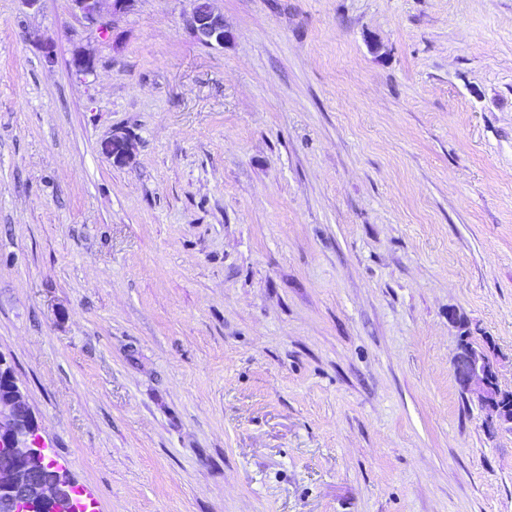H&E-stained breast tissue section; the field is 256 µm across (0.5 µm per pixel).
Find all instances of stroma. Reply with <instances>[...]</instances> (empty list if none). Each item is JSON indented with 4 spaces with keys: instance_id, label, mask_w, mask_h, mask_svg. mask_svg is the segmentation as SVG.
Listing matches in <instances>:
<instances>
[{
    "instance_id": "35a3bbf8",
    "label": "stroma",
    "mask_w": 512,
    "mask_h": 512,
    "mask_svg": "<svg viewBox=\"0 0 512 512\" xmlns=\"http://www.w3.org/2000/svg\"><path fill=\"white\" fill-rule=\"evenodd\" d=\"M218 6L208 48L190 0H0V356L49 456L96 512H512L448 318L512 390V0ZM136 0H70L73 13L80 15L99 33H110L118 17L127 13ZM103 2H110V9L105 12ZM193 1V10L184 19L186 28L206 47L223 46L227 33L224 28V14L214 7L215 0Z\"/></svg>"
}]
</instances>
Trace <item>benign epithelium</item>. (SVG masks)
I'll return each instance as SVG.
<instances>
[{"label":"benign epithelium","mask_w":512,"mask_h":512,"mask_svg":"<svg viewBox=\"0 0 512 512\" xmlns=\"http://www.w3.org/2000/svg\"><path fill=\"white\" fill-rule=\"evenodd\" d=\"M135 0H70L73 13L101 33H110L118 17L127 13ZM189 32L206 47L224 45V14L214 0H194L184 19ZM70 66L82 76L95 71V60L80 52L72 55ZM106 152L116 161L129 153L128 141L112 136ZM453 374L460 391L490 407L495 419L512 428V393L502 389L497 365L485 348L473 342L461 343L453 361ZM8 381V395L0 397V512H41L51 505L60 512H73L82 489L64 471L48 482L39 481L46 459L38 433L35 413L26 401L14 369L0 358V382Z\"/></svg>","instance_id":"1"}]
</instances>
